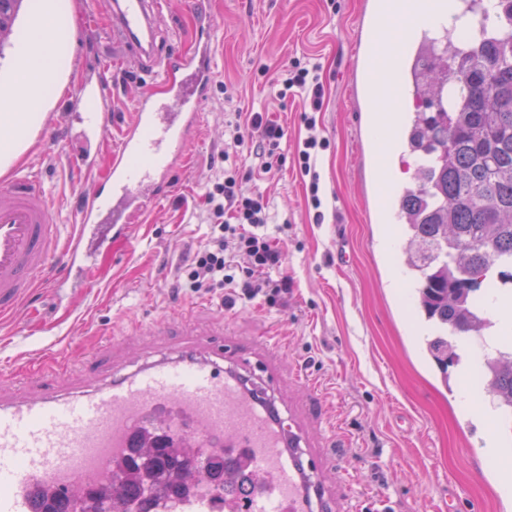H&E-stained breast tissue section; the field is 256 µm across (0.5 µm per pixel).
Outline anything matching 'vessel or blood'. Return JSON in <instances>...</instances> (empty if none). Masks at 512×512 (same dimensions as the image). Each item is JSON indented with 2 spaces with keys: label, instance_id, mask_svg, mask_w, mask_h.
Here are the masks:
<instances>
[{
  "label": "vessel or blood",
  "instance_id": "b4317fda",
  "mask_svg": "<svg viewBox=\"0 0 512 512\" xmlns=\"http://www.w3.org/2000/svg\"><path fill=\"white\" fill-rule=\"evenodd\" d=\"M164 0H113L112 44L119 62L134 61L144 74L132 119L112 150L99 139V108L108 71L83 72L66 96L84 112L82 147L73 167L90 188L81 193L72 231L61 237L59 210L43 176L14 169L0 189V314L16 313L40 278L54 274L58 295L92 287L91 273L115 243L129 242L152 203L172 189L185 163L183 146L198 129L214 83L216 31L211 17H195L194 48L171 61L157 56L156 19ZM445 0H367L358 58L366 101L417 102L394 49L410 31L411 58L426 46L425 17ZM68 36L60 16L36 5L16 77L0 93V113L36 107L30 74ZM28 384L0 393V512H58L82 506L112 480L115 460L144 445L190 448L195 473L176 491L147 502L106 501L103 512H334L336 501L314 449V425L280 423L281 378L255 361L231 337L211 341L204 354L189 346L161 347L156 358L133 367L108 366L86 384L64 386L58 375L21 368ZM234 469L233 484L219 493L206 476L213 454Z\"/></svg>",
  "mask_w": 512,
  "mask_h": 512
}]
</instances>
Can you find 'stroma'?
Listing matches in <instances>:
<instances>
[{
    "mask_svg": "<svg viewBox=\"0 0 512 512\" xmlns=\"http://www.w3.org/2000/svg\"><path fill=\"white\" fill-rule=\"evenodd\" d=\"M190 0H167L157 21L161 55L171 59L193 44ZM365 0H199L215 21L220 43L215 81L189 140L187 164L174 174L173 190L133 227V242L117 244L101 261L93 287L58 299L48 288L30 301L40 320L25 334L0 327V385L16 386L7 371L20 354L67 361L93 375L97 359L118 362L144 355L145 337L135 325L159 321L181 335L195 330L233 331L244 345L263 335L280 342L283 372L279 401L286 414L306 403L294 382L302 371L321 399L316 433L334 439L324 451V478L336 492L338 512H448V490L460 491L458 512L481 503L484 512H512V497L500 491L501 476L489 456L500 444L479 408L456 395L463 372H440L421 351L424 333L413 313L405 274L387 240L396 225L380 215L375 162L369 140L370 113L352 79L355 40ZM71 40L65 49L69 73L101 66L110 54L107 0H71ZM320 67L325 95L316 128L302 119L301 97L276 98L277 70L292 58ZM137 69L116 66L107 86L105 140L129 121L139 91ZM62 84L47 87L42 117L54 121L55 143L31 140L20 164L38 169L70 212L83 177L72 172L65 138L70 110ZM240 112H266L282 125L281 149L288 161L255 183L267 195L270 222L278 226L283 270L292 280L287 307L257 300L208 311L176 285L174 273L210 222L203 196L224 177L225 165L251 167L247 152L225 153L230 125ZM326 139L315 170L321 207H313L309 180L294 159L309 133ZM116 334L115 348L101 346L98 328Z\"/></svg>",
    "mask_w": 512,
    "mask_h": 512,
    "instance_id": "stroma-1",
    "label": "stroma"
}]
</instances>
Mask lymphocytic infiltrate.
<instances>
[{
	"instance_id": "lymphocytic-infiltrate-1",
	"label": "lymphocytic infiltrate",
	"mask_w": 512,
	"mask_h": 512,
	"mask_svg": "<svg viewBox=\"0 0 512 512\" xmlns=\"http://www.w3.org/2000/svg\"><path fill=\"white\" fill-rule=\"evenodd\" d=\"M279 98L300 95L306 111L304 122L315 128V112L321 111L324 86L318 65L292 60L279 73ZM283 127L264 113H250L244 126L235 127V146L252 149L257 166L245 173L228 170L223 181L205 193L211 223L205 243L177 268L183 290L202 296L227 294L245 301L264 300L274 306L288 296L289 280L281 270L282 254L268 230V200L262 192L248 189L255 173L268 174L286 163L280 144Z\"/></svg>"
}]
</instances>
